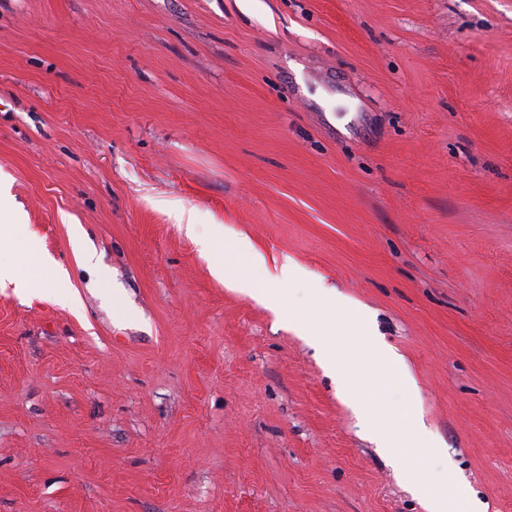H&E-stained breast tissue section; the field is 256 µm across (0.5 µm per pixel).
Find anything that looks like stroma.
<instances>
[{"instance_id":"35a3bbf8","label":"stroma","mask_w":512,"mask_h":512,"mask_svg":"<svg viewBox=\"0 0 512 512\" xmlns=\"http://www.w3.org/2000/svg\"><path fill=\"white\" fill-rule=\"evenodd\" d=\"M2 186L63 276L0 285V512H425L310 283L402 355L425 476L512 512V0H0ZM288 259V307L238 288ZM227 253L249 255L255 261H259V256L255 253L251 242L245 238H235L231 241L226 240L224 242V261L225 254ZM224 261L219 256L215 258L214 272L217 276L222 277L224 274ZM326 332L325 327L316 324L306 334L320 348L328 371L336 374L338 392L355 409L361 427L374 438L378 448H401L404 457L412 460L411 468L404 469L397 458L401 480L408 491L422 502L428 512H481L461 494L451 468L436 482L424 477L421 463L426 453L439 452L442 448L433 441L418 412L408 409L387 420L382 407L374 399L376 387L370 384L359 387L345 381L347 375L342 369L341 351L325 341V336H329Z\"/></svg>"}]
</instances>
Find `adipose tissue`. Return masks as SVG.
Returning a JSON list of instances; mask_svg holds the SVG:
<instances>
[{
    "instance_id": "1",
    "label": "adipose tissue",
    "mask_w": 512,
    "mask_h": 512,
    "mask_svg": "<svg viewBox=\"0 0 512 512\" xmlns=\"http://www.w3.org/2000/svg\"><path fill=\"white\" fill-rule=\"evenodd\" d=\"M325 336L326 329L319 324L308 332L309 339L318 345L328 371L335 374L339 393L355 409L361 427L379 447L401 449L404 457L411 459V467L400 472L401 480L408 491L422 502L426 512H477L476 505L461 494L454 472H447L435 482L424 477L421 463L426 453L437 451L438 446L418 412L409 409L398 416L386 417L373 396L375 384L409 383L410 377L401 365L400 355L377 337L366 336L367 354L362 368L371 376L372 382L359 387L347 382L341 352L337 346L326 342Z\"/></svg>"
}]
</instances>
